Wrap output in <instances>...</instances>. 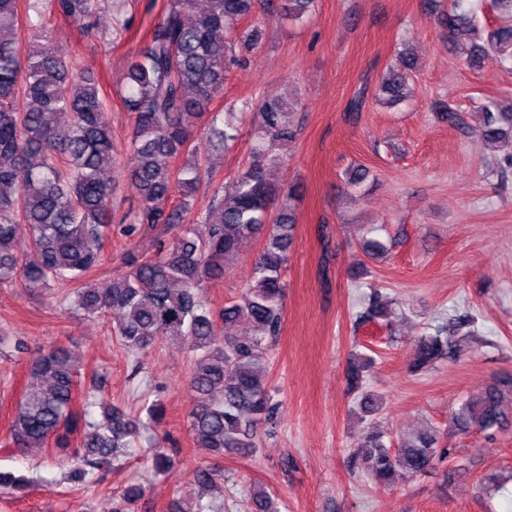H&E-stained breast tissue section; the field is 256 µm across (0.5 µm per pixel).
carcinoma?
Wrapping results in <instances>:
<instances>
[{"mask_svg": "<svg viewBox=\"0 0 512 512\" xmlns=\"http://www.w3.org/2000/svg\"><path fill=\"white\" fill-rule=\"evenodd\" d=\"M270 10L290 19L312 12L314 0H269ZM452 0L439 11L438 22L453 40L470 42L466 57L492 55L512 65V0H494L500 24L486 45L472 43L479 21ZM255 0H167L160 22L144 46L127 62L121 99L133 118L126 178L139 191L134 215L114 221L115 182L107 171L119 164L100 81L89 70L58 54L51 46L48 19L60 17L83 29L97 26L99 0H0V287L27 291L59 286L70 289L66 299L77 310L104 315L124 349L134 354L166 337L182 339L197 355L188 385L197 396L190 413V435L199 448L217 456L254 453L260 447L259 427L273 420L277 408L268 385L269 341L281 332L284 283L294 219L290 204L273 210L279 190L267 177L269 165L280 161L269 153L276 143L295 138L291 112L279 99L231 104L225 112L209 105L224 92V77L239 62L237 46L258 47L262 32L236 30L253 13ZM36 31L21 51L18 32ZM417 64L409 51L386 67L378 96L389 104L406 98ZM255 110L257 143L247 166L229 189L214 192L209 208L186 221L202 182L213 177V160L224 155L240 136L234 110ZM482 136L488 142L512 140V104L496 99L482 106ZM208 117L204 145L193 133L198 119ZM448 126L464 128L462 111L442 106ZM369 171L354 167L346 184L357 190ZM118 223L121 235L159 231L151 253H126L130 270L103 282H87L103 261L104 241ZM29 251L19 254L21 231ZM261 237L264 246L254 262V281L240 299L215 310L203 289L224 276L247 238ZM387 297L375 291L364 311L371 320L386 316ZM241 320L254 333L233 334ZM473 322L465 315L453 327H439L421 338L411 359L414 372L426 371L461 356ZM372 359L353 362L347 379L356 390L354 413L360 419L380 410L383 398L362 389L363 373ZM77 356L63 347L51 348L30 363L31 382L23 391L10 424L9 444L21 454L42 453L53 446L67 452L88 411L75 410ZM512 421L504 390L491 386L452 414L461 432L501 429ZM141 420L110 407L92 423V434L67 457L70 480L88 476L109 458L140 447ZM437 439L420 433L396 449L384 434L367 431L357 459L377 484L393 483L397 472L415 477L432 468ZM146 459L158 474L173 467L167 449L156 445ZM0 489L24 495L29 481L0 471ZM144 494L139 485L126 487L115 512H127ZM253 512H279V503L260 488L251 494Z\"/></svg>", "mask_w": 512, "mask_h": 512, "instance_id": "1", "label": "carcinoma"}]
</instances>
